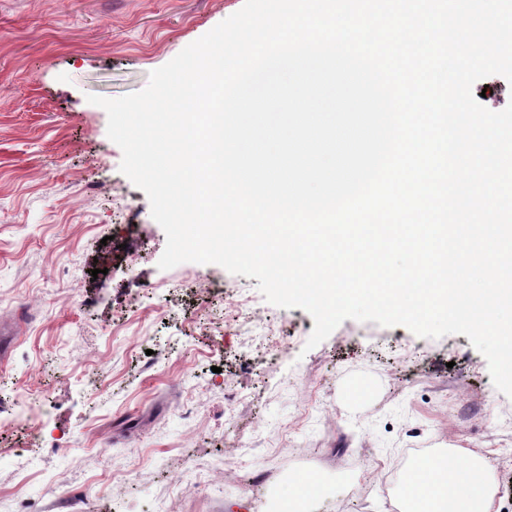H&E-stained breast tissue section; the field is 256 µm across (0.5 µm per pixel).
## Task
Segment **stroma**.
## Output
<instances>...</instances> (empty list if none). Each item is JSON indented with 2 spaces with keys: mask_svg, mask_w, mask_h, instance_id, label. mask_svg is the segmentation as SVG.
Returning <instances> with one entry per match:
<instances>
[{
  "mask_svg": "<svg viewBox=\"0 0 512 512\" xmlns=\"http://www.w3.org/2000/svg\"><path fill=\"white\" fill-rule=\"evenodd\" d=\"M243 4L0 0V512H282L314 478L315 512H397L402 452L453 448L512 512V398L466 335L347 319L309 350L311 315L257 279L159 269L166 234L88 97L143 89Z\"/></svg>",
  "mask_w": 512,
  "mask_h": 512,
  "instance_id": "obj_1",
  "label": "stroma"
}]
</instances>
